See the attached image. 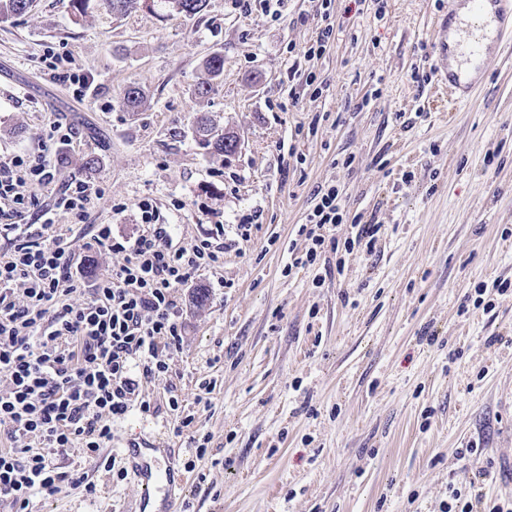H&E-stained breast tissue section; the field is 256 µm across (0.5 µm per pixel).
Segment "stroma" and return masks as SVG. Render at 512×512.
<instances>
[{"instance_id":"obj_1","label":"stroma","mask_w":512,"mask_h":512,"mask_svg":"<svg viewBox=\"0 0 512 512\" xmlns=\"http://www.w3.org/2000/svg\"><path fill=\"white\" fill-rule=\"evenodd\" d=\"M451 5L335 0L314 58L318 0H207L192 19L36 0L0 22V160L54 154L41 139L52 122L76 130L56 182L92 178L106 196L84 222L55 221L89 276L123 258L89 246L85 224L133 230L145 198L173 247L221 236L223 265L175 291L183 342L164 351L163 379L140 383L150 410L114 420L106 451L162 430L176 465L195 463L181 497L191 512H448L456 491L512 504V288H491L512 281V50L454 100L431 55ZM48 46L92 79L85 97L45 68ZM213 52L224 74L201 97ZM131 87L144 95L135 112L122 105ZM202 112L240 132L241 154L199 144ZM331 185L345 213L337 239L377 224L376 248L341 271L332 251L289 269L315 192ZM482 285L492 309L466 304ZM173 388L196 417L179 436ZM198 433L210 437L200 458ZM60 465L84 467L96 494L69 486L39 512L137 508L133 477L75 455ZM332 2L333 0H321L319 14H317L321 20L320 27L318 28L319 31L316 40L304 52L305 56L309 58L320 55L333 34L334 25L331 21Z\"/></svg>"}]
</instances>
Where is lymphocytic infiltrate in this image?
<instances>
[{
	"instance_id": "f902f5d3",
	"label": "lymphocytic infiltrate",
	"mask_w": 512,
	"mask_h": 512,
	"mask_svg": "<svg viewBox=\"0 0 512 512\" xmlns=\"http://www.w3.org/2000/svg\"><path fill=\"white\" fill-rule=\"evenodd\" d=\"M55 172L42 154L0 161V225L17 231L0 254V373L10 380L0 393V512H33L36 499L69 484L94 493L83 472L61 470L60 460L78 453L99 464L112 442V419L135 406L150 410L139 381L161 379L168 371L163 349L182 342L174 290L224 262L223 248L206 239L171 248L145 199L137 205L134 234L90 225L91 246L122 255L123 262L87 280L81 262L62 245L50 211H43L41 223L24 221ZM104 194L95 180L74 179L57 188L55 205L80 219ZM343 212L336 187L319 191L299 227L307 246L293 266L314 264L327 248H374L377 224L358 225L342 242L333 237ZM76 294L83 303H72Z\"/></svg>"
}]
</instances>
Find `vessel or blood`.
<instances>
[{
    "mask_svg": "<svg viewBox=\"0 0 512 512\" xmlns=\"http://www.w3.org/2000/svg\"><path fill=\"white\" fill-rule=\"evenodd\" d=\"M466 20L445 15L433 41L437 75L456 100L468 99L484 82L492 63L512 48V0H465ZM124 468L143 489L141 506L153 512H177L184 474L171 449L158 438L128 439L121 449Z\"/></svg>",
    "mask_w": 512,
    "mask_h": 512,
    "instance_id": "vessel-or-blood-1",
    "label": "vessel or blood"
}]
</instances>
